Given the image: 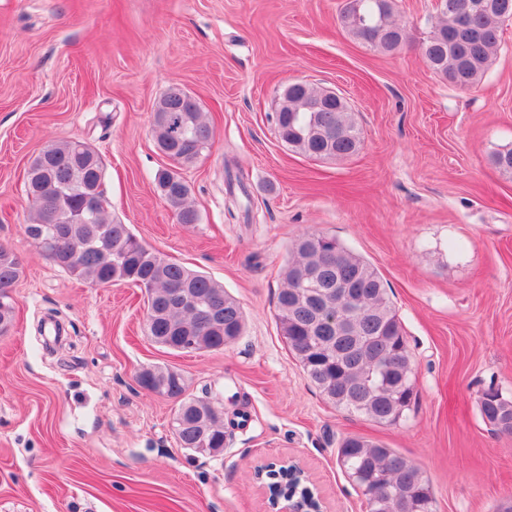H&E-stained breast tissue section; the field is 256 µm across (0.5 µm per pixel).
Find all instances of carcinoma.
<instances>
[{
	"label": "carcinoma",
	"instance_id": "obj_1",
	"mask_svg": "<svg viewBox=\"0 0 512 512\" xmlns=\"http://www.w3.org/2000/svg\"><path fill=\"white\" fill-rule=\"evenodd\" d=\"M511 19L512 0H441L440 16L424 40L426 65L458 87L479 84L496 54L501 27ZM339 21L348 33L383 52L400 49L409 38L395 19L392 0H347ZM275 126L281 141L310 158L345 159L362 149L347 103L325 98L310 85L282 93ZM322 129L334 138L314 136ZM152 130L157 148L173 162L156 171V189L178 223L195 224L198 211L180 170L211 148L212 128L198 103L172 87L156 103ZM491 162L512 173V148L493 152ZM103 172L100 155L82 140L45 146L28 170L26 193L34 218L24 225L25 235L45 234L52 225L70 240L63 252L45 254L55 266L93 285L123 282L145 289L146 334L162 347L172 350L186 337L184 352L216 350L241 336L242 308L221 285L152 251L129 225L110 218L101 190ZM20 274L18 258L0 245V334L13 327ZM342 286L351 292L346 303L336 301V288ZM208 301L219 307L213 320L197 313V304ZM277 320L310 383L329 403L385 426L402 419L414 394L405 330L382 278L364 258L334 237L303 234L289 251ZM389 360L395 372L379 374ZM138 382L177 403L172 427L182 447L203 446L208 454L224 450V408L209 390L187 395L182 374L166 366L141 371ZM479 408L483 420L512 433V399L491 386L481 393ZM338 460L360 489L388 487L368 503V512H435L421 469L382 443L346 437ZM266 478L268 487L282 495L308 492L306 483L288 479L285 471H269Z\"/></svg>",
	"mask_w": 512,
	"mask_h": 512
}]
</instances>
